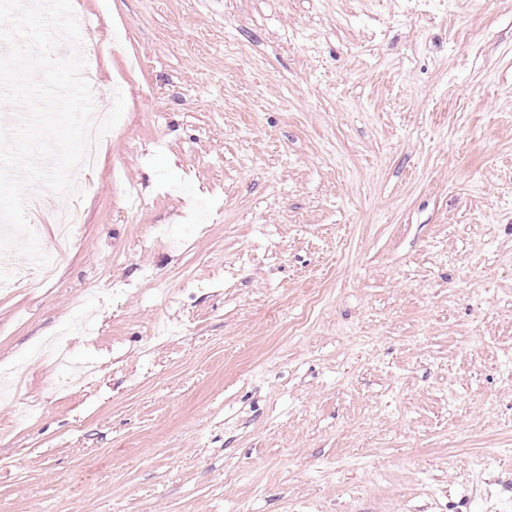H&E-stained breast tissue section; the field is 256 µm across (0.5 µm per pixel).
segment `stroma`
<instances>
[{
    "label": "stroma",
    "instance_id": "obj_1",
    "mask_svg": "<svg viewBox=\"0 0 512 512\" xmlns=\"http://www.w3.org/2000/svg\"><path fill=\"white\" fill-rule=\"evenodd\" d=\"M73 5L125 111L0 295V512H512V0ZM48 215L53 224L58 228V236L55 240L51 241L48 249L43 245L42 222L33 220L32 224H30L39 238L42 250L51 258V264L49 266L38 268L36 273L33 274L32 272H28V277L36 284L54 275L70 248L73 246L77 234L78 213L75 208L53 209Z\"/></svg>",
    "mask_w": 512,
    "mask_h": 512
}]
</instances>
